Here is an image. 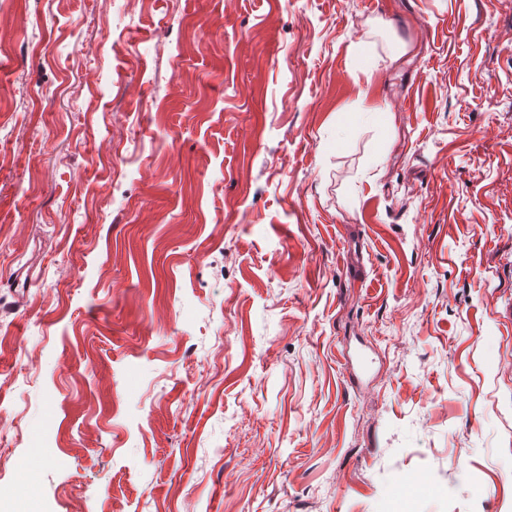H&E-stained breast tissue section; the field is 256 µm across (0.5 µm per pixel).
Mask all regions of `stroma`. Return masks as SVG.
Returning <instances> with one entry per match:
<instances>
[{
  "label": "stroma",
  "instance_id": "35a3bbf8",
  "mask_svg": "<svg viewBox=\"0 0 512 512\" xmlns=\"http://www.w3.org/2000/svg\"><path fill=\"white\" fill-rule=\"evenodd\" d=\"M509 304L512 0H0L32 512H512Z\"/></svg>",
  "mask_w": 512,
  "mask_h": 512
}]
</instances>
